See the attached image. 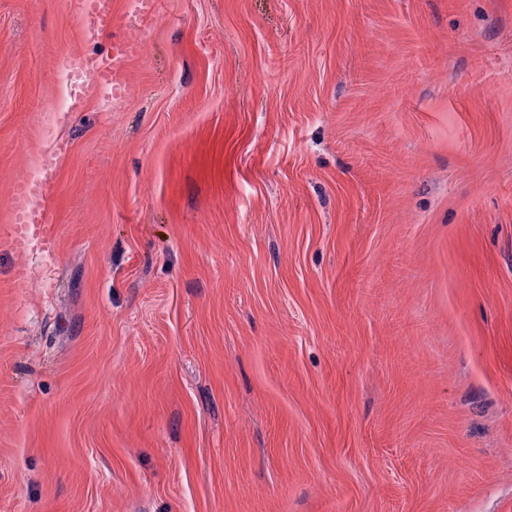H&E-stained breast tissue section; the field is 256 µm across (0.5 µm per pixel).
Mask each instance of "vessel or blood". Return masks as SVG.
<instances>
[{"label": "vessel or blood", "instance_id": "b4317fda", "mask_svg": "<svg viewBox=\"0 0 512 512\" xmlns=\"http://www.w3.org/2000/svg\"><path fill=\"white\" fill-rule=\"evenodd\" d=\"M78 7L87 37H98L111 27L112 0H78ZM137 52V45L127 42L107 61L93 55H78L77 63L85 76V82L80 93L73 99V107H80L87 93L103 87H121L123 70ZM54 178L55 170L48 164L38 179L15 188L10 237L16 249L26 250L33 241L45 249H53L55 240L50 232L46 212L43 207L37 205L36 199L45 194Z\"/></svg>", "mask_w": 512, "mask_h": 512}]
</instances>
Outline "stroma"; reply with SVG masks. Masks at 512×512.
<instances>
[{
    "label": "stroma",
    "mask_w": 512,
    "mask_h": 512,
    "mask_svg": "<svg viewBox=\"0 0 512 512\" xmlns=\"http://www.w3.org/2000/svg\"><path fill=\"white\" fill-rule=\"evenodd\" d=\"M128 11L0 0V226L71 144L50 264L0 236V512H512V0ZM76 3L88 38H96L112 27V0H79ZM138 53V46L135 43H124L113 54L108 62H104L93 55L81 54L76 56V63L79 65L85 76V82L81 92L73 98L72 109H78L85 96L102 87L124 89L121 82L123 69L128 61Z\"/></svg>",
    "instance_id": "1"
}]
</instances>
